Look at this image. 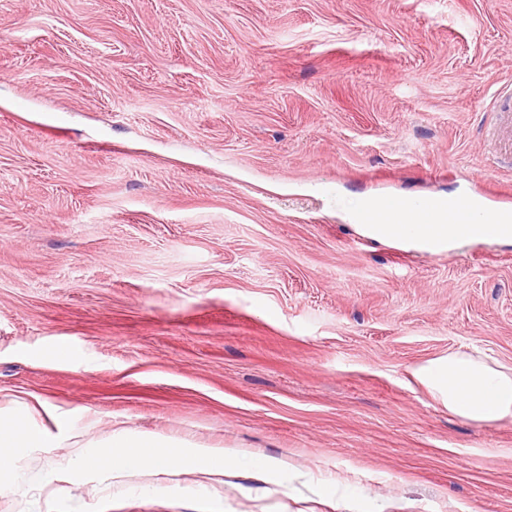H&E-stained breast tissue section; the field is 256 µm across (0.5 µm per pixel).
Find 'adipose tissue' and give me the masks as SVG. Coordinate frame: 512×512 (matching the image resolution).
Wrapping results in <instances>:
<instances>
[{"instance_id":"ef3b65f1","label":"adipose tissue","mask_w":512,"mask_h":512,"mask_svg":"<svg viewBox=\"0 0 512 512\" xmlns=\"http://www.w3.org/2000/svg\"><path fill=\"white\" fill-rule=\"evenodd\" d=\"M378 211L376 223L363 225L364 234L378 239L402 240L415 247L437 252L469 240H512V214L502 213L498 224H458L454 217L459 202H449L436 224L410 221L407 202L390 206L381 200L371 202ZM416 377L434 391L450 414L481 425H493L512 419V366L482 355L452 352L422 366ZM56 437L47 428L26 418L0 416V494L10 496L38 484L51 482L54 475L68 471L98 472L114 480L136 475L170 472L173 462L182 458L200 473L211 478L230 474L243 448H210L185 445L168 437L140 431H123L109 435L103 442L108 452L90 454L87 444L73 442L69 458L63 463H48L46 468L29 473L19 472L11 451L15 448H45ZM118 456H111V449Z\"/></svg>"}]
</instances>
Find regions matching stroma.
<instances>
[{"mask_svg": "<svg viewBox=\"0 0 512 512\" xmlns=\"http://www.w3.org/2000/svg\"><path fill=\"white\" fill-rule=\"evenodd\" d=\"M509 78L512 0H0V413L289 472L62 475L0 512H512V421L412 376L512 365V241L345 218L512 186Z\"/></svg>", "mask_w": 512, "mask_h": 512, "instance_id": "35a3bbf8", "label": "stroma"}]
</instances>
